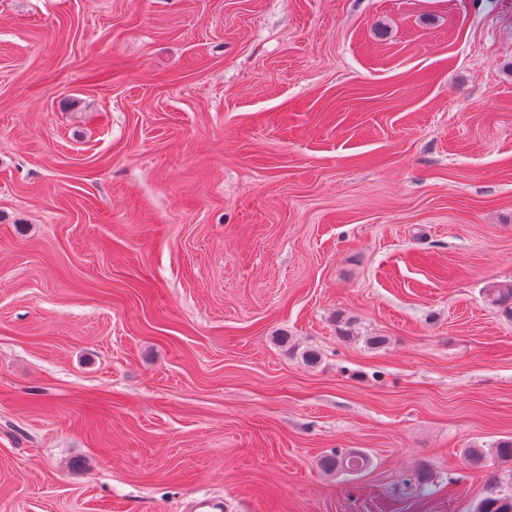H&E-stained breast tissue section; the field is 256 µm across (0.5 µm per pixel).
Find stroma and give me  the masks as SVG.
I'll return each mask as SVG.
<instances>
[{
  "mask_svg": "<svg viewBox=\"0 0 512 512\" xmlns=\"http://www.w3.org/2000/svg\"><path fill=\"white\" fill-rule=\"evenodd\" d=\"M510 281L512 0H0V512H471ZM485 300L512 317V283H491L484 288ZM322 463L324 469L329 472L355 473L352 471V464L361 471L368 466L369 458L360 452L335 451L325 456Z\"/></svg>",
  "mask_w": 512,
  "mask_h": 512,
  "instance_id": "obj_1",
  "label": "stroma"
}]
</instances>
